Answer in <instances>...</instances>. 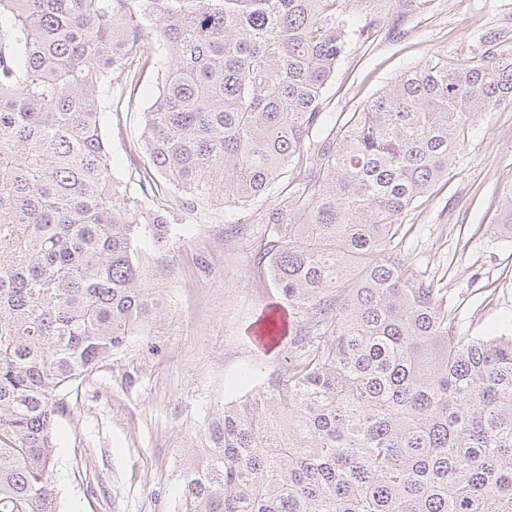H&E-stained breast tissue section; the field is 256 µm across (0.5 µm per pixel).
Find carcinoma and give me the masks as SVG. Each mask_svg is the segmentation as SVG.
I'll use <instances>...</instances> for the list:
<instances>
[{
	"instance_id": "carcinoma-1",
	"label": "carcinoma",
	"mask_w": 512,
	"mask_h": 512,
	"mask_svg": "<svg viewBox=\"0 0 512 512\" xmlns=\"http://www.w3.org/2000/svg\"><path fill=\"white\" fill-rule=\"evenodd\" d=\"M362 2L0 0V512H61L65 390L168 314L135 243L172 223L114 178L103 132L113 85L149 67L165 189L224 199L226 224L265 203L258 264L314 339L214 417L181 512H512V318L471 333L397 253L475 119L512 103V33L326 112L351 46L430 0Z\"/></svg>"
}]
</instances>
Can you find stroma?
<instances>
[{"instance_id":"stroma-1","label":"stroma","mask_w":512,"mask_h":512,"mask_svg":"<svg viewBox=\"0 0 512 512\" xmlns=\"http://www.w3.org/2000/svg\"><path fill=\"white\" fill-rule=\"evenodd\" d=\"M512 31V0H431L405 35L380 32L353 45L326 91L331 112H351L407 66L435 57L456 63L489 30ZM158 92L155 74L137 90L116 84L104 128L114 176L144 209L176 222L162 246L143 247L149 285L165 282L168 316L101 360L79 381L57 429L55 483L62 512H180L183 450L198 441L224 403L286 380L309 337L253 263L268 241L255 208L224 222L222 201L161 191L142 147L144 114ZM512 192V111L486 113L447 181L403 216L401 254L448 291V303L481 333L512 314V238L495 234L502 198ZM289 324L270 348L251 337L270 310ZM253 373L238 383L242 369Z\"/></svg>"}]
</instances>
